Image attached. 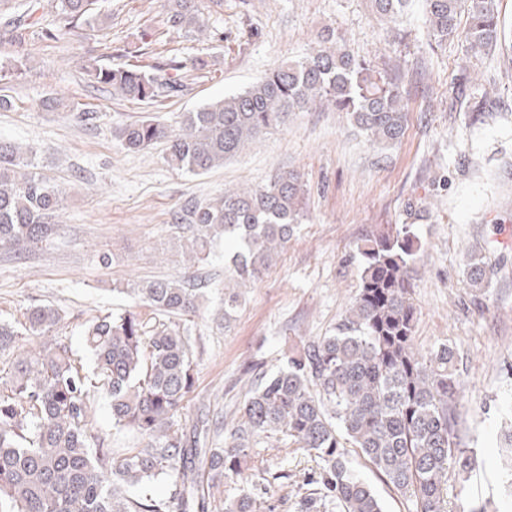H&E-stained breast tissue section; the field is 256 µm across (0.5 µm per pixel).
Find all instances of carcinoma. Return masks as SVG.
Wrapping results in <instances>:
<instances>
[{"label": "carcinoma", "instance_id": "obj_1", "mask_svg": "<svg viewBox=\"0 0 512 512\" xmlns=\"http://www.w3.org/2000/svg\"><path fill=\"white\" fill-rule=\"evenodd\" d=\"M48 2L62 21L56 38L75 40L102 20L96 0H0V42L13 47L0 56V78L24 71L26 32L41 24L38 13ZM371 3L394 21L410 0ZM423 14L438 46L456 38L477 57L505 45L498 0H423ZM165 15L172 31L208 29L197 0H166ZM207 67L203 60L188 65L171 57L151 66H104L89 59L84 70L114 97L153 103L182 95L187 70ZM324 104L346 113L372 144H394L403 135L397 79L357 58L343 37L327 29L304 57L282 60L246 89L184 113L178 128L144 116L122 126L119 141L127 151L163 141L170 166L200 175L280 126L288 113ZM303 194V184L290 173L184 207L175 223L194 229L189 262H205L216 241L230 240L238 249L227 271L239 284L258 280L293 235ZM65 197V189L40 171L32 147L0 139V249L46 240ZM421 252L411 224L366 235L356 248L357 293L334 332L303 341L276 371L257 374L240 417L229 425L204 413L191 426L183 420L196 384V337L176 318L204 307L205 278H157L119 289L136 304L89 321V365L56 336L63 320L58 307L32 305L21 320L0 323V351L27 336L44 338L0 366V512H208L215 490L241 479L252 449L273 437L322 463L307 480L314 492L296 502V512L331 506L384 512L372 488L351 471L352 449L413 512H450L449 476L471 473L475 457L458 434L464 393L453 349L439 344L420 354L413 347L410 278ZM467 274L472 286L481 287L491 269L472 255ZM239 305L238 293H224V320ZM97 394L109 402L113 427L137 434L141 446L114 452L94 424ZM222 433L228 442L217 448ZM153 483L166 485L168 496L135 494ZM260 499L256 489H242L224 503V512H257Z\"/></svg>", "mask_w": 512, "mask_h": 512}]
</instances>
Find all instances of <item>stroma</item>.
I'll use <instances>...</instances> for the list:
<instances>
[{
    "label": "stroma",
    "instance_id": "obj_1",
    "mask_svg": "<svg viewBox=\"0 0 512 512\" xmlns=\"http://www.w3.org/2000/svg\"><path fill=\"white\" fill-rule=\"evenodd\" d=\"M98 7L105 24L86 31L78 45L50 37L60 19L46 8L41 27L26 37V73L0 80V96L13 103L0 111V138L35 147L42 172L67 192L51 240L0 250V320L20 318L34 304L60 307L58 334L80 354L92 317L133 305L114 284L209 275V310L189 321L198 337L197 367L185 413L191 418L204 407L210 417H228L249 395L250 369L274 368L299 341L332 333L356 293L357 269L348 257L360 239L386 224L413 225L423 246L412 280L414 343L453 348L469 389L460 438L481 458L471 480H449L448 506L465 512L474 501L498 500V448L512 422V57L474 59L457 40L431 47L419 0L400 23L378 18L369 0H223L219 7L200 0L206 35L169 32L149 52L158 61L202 57L209 66L183 95L150 104L98 91L83 62H132L143 29L161 26L164 0H99ZM329 27L397 78L405 121L395 146L370 144L345 113L318 110L292 113L202 175L171 167L164 144L139 152L121 147V125L152 115L177 127L183 113L248 87L282 59L306 55ZM467 67L494 102L478 117L457 98ZM80 109L95 119L78 121ZM291 172L305 188L302 220L263 277L240 287L242 303L230 323L219 324L213 312L224 297L225 247L191 265L192 231L172 216L188 203ZM421 210L426 218L415 221ZM104 252L112 256L107 267L99 262ZM472 252L495 271L481 290L464 273ZM320 466L295 446L260 444L243 484L222 486L215 505L223 507L239 486H265L275 512H294ZM276 471L284 479L271 480Z\"/></svg>",
    "mask_w": 512,
    "mask_h": 512
}]
</instances>
